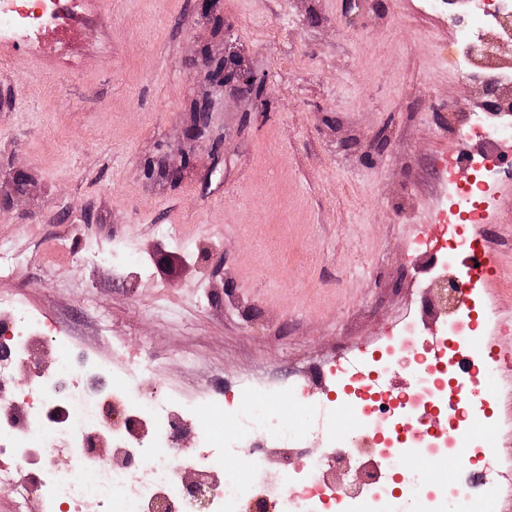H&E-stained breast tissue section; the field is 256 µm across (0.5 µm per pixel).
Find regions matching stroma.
Here are the masks:
<instances>
[{"instance_id": "1", "label": "stroma", "mask_w": 512, "mask_h": 512, "mask_svg": "<svg viewBox=\"0 0 512 512\" xmlns=\"http://www.w3.org/2000/svg\"><path fill=\"white\" fill-rule=\"evenodd\" d=\"M15 27L0 42V249L15 257L0 297L113 369V338L151 352L161 389L202 405L187 447L219 388L283 373L318 396L334 362L409 324L446 329L437 282L466 256L424 244L454 191L439 170L465 151L496 161L462 137L483 99L452 62L448 0H73L52 26ZM210 54L265 77L264 103L213 91ZM206 97L216 145L185 136ZM492 184L494 323L476 343L512 358V178ZM100 251L136 266L90 262ZM486 394L492 465L512 472V371Z\"/></svg>"}]
</instances>
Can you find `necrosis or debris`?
I'll return each mask as SVG.
<instances>
[{"instance_id":"1","label":"necrosis or debris","mask_w":512,"mask_h":512,"mask_svg":"<svg viewBox=\"0 0 512 512\" xmlns=\"http://www.w3.org/2000/svg\"><path fill=\"white\" fill-rule=\"evenodd\" d=\"M501 0H464L454 49L457 64L471 65L463 50L478 38ZM512 117V100H489L475 126L494 149L507 142L503 130ZM467 175L455 186L460 200L449 215L448 254L466 251L472 229L484 223V196L492 175L484 163L468 161ZM489 316L471 321L454 315L446 331L419 340L413 329L388 337L377 349L341 361L324 377L323 396L311 399L286 376L268 383L271 392L297 397L312 425L294 427L274 414L263 398L244 405L230 403L225 392L212 398L235 424L226 430L214 423L199 449L184 444V431L196 419L198 405L178 403L161 395H144L138 386L150 378L143 352L126 354V374L133 386L121 391L108 382L110 371L100 361L74 357L65 337L19 301L0 299V488L12 494L14 512H263L276 499L279 512H326L328 504L348 501L352 512H395L406 504L412 512H498L500 483L490 467L493 441L471 438L470 430L486 409L478 393L495 372L512 368V360L487 353L468 356L467 341L483 332ZM52 342L57 356L51 369L33 360L43 342ZM408 368L414 377L404 388L389 386L391 368ZM25 370L30 383L15 387L14 375ZM351 398L358 425L371 435L375 453L391 469H399L406 452L433 458L459 459L453 481H430L418 474L393 479L366 475L355 485L333 486L327 476L350 452V439L336 435V398ZM125 403L126 424L105 415L115 397ZM150 424L153 433L134 439L129 421ZM112 438L109 456H100V435ZM321 439L319 452L299 459L269 460L266 448L293 447L311 435ZM69 449L68 466L55 459ZM191 459L193 478L182 476L179 464ZM136 497H127L129 484Z\"/></svg>"}]
</instances>
